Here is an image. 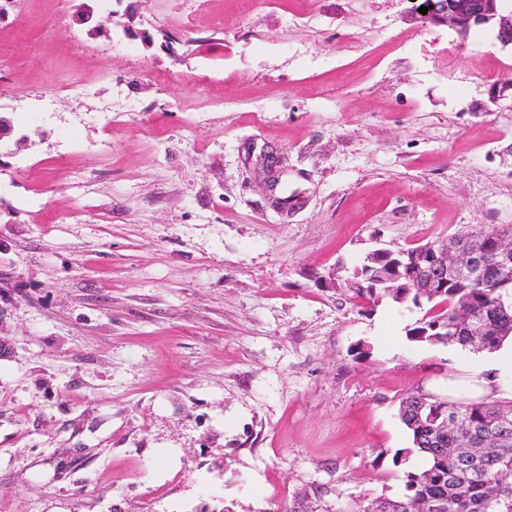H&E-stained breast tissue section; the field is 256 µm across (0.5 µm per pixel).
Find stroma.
Segmentation results:
<instances>
[{
    "mask_svg": "<svg viewBox=\"0 0 512 512\" xmlns=\"http://www.w3.org/2000/svg\"><path fill=\"white\" fill-rule=\"evenodd\" d=\"M511 78L410 0H0V512L401 496V398L476 354L328 274L512 225Z\"/></svg>",
    "mask_w": 512,
    "mask_h": 512,
    "instance_id": "35a3bbf8",
    "label": "stroma"
}]
</instances>
